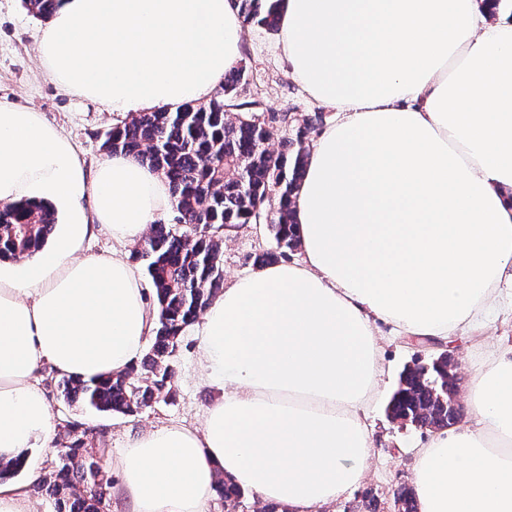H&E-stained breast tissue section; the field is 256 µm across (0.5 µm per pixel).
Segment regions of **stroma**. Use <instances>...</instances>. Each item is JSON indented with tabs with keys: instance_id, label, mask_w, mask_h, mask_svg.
I'll use <instances>...</instances> for the list:
<instances>
[{
	"instance_id": "stroma-1",
	"label": "stroma",
	"mask_w": 512,
	"mask_h": 512,
	"mask_svg": "<svg viewBox=\"0 0 512 512\" xmlns=\"http://www.w3.org/2000/svg\"><path fill=\"white\" fill-rule=\"evenodd\" d=\"M46 19L29 12L22 0H0V99L42 112L51 123L61 127L75 144L88 165L106 157L101 144L105 132L121 120L96 103L63 91L42 66L37 45ZM246 85L242 96L257 100L258 112H285L301 119L321 112L318 129H326L335 113L319 108L300 90L289 72L277 35L266 29L247 25L243 28L242 57ZM270 235L265 226L246 224L227 234L224 241V280L232 282L252 270L253 253L266 248ZM383 340L382 356L386 369L382 386L384 397L378 401L370 418L375 435L374 455L366 480L346 498L336 512H361L365 495L375 496L379 512H392L393 493L412 484L413 452L411 443L426 441L429 432L392 422L387 414L388 396L397 387L400 373L407 367L431 358L434 349L428 342L400 340L390 336L389 327L379 324ZM198 337L184 334L172 359L175 369V396L168 402L152 404L133 415L99 412L82 405L65 406L56 387H45L54 422L80 424L97 447L102 448L101 465L112 472V486L106 495L105 512H126L117 492L120 475L114 474V461L124 451L129 439L149 428L169 424L200 426L212 393L198 379ZM512 345V313L503 312L489 327L476 329L454 343V363L461 387H468L473 372L485 363L498 344Z\"/></svg>"
}]
</instances>
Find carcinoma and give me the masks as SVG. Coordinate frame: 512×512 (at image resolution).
Listing matches in <instances>:
<instances>
[{"instance_id":"obj_1","label":"carcinoma","mask_w":512,"mask_h":512,"mask_svg":"<svg viewBox=\"0 0 512 512\" xmlns=\"http://www.w3.org/2000/svg\"><path fill=\"white\" fill-rule=\"evenodd\" d=\"M280 0H234L243 21L276 33ZM60 0H24L27 9L47 19ZM243 72L224 75L222 91L205 103H188L172 111L139 112L110 128L102 147L124 152L163 174L173 197L174 223L150 225V233L132 253L145 263L156 298V324L140 362L125 371L87 381H57L63 401L99 411L133 415L173 393L172 359L185 330L193 325L224 288V230L264 219L273 243L254 256L259 266L288 259L297 247L292 204L308 156L305 135L315 121L308 117L288 137V116L267 112L244 120L231 109L241 95ZM280 137V149L269 148ZM55 227L54 211L35 201L0 207V259L31 257L42 249ZM459 386L444 353L405 368L388 403L390 415L420 429H449L459 416L449 394ZM58 461L36 483L52 501L54 512H102L112 479L99 464L100 449L67 422L57 431ZM218 493L236 503L245 495L230 480Z\"/></svg>"}]
</instances>
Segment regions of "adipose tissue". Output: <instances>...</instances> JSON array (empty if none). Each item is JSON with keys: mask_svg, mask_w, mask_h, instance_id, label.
I'll list each match as a JSON object with an SVG mask.
<instances>
[{"mask_svg": "<svg viewBox=\"0 0 512 512\" xmlns=\"http://www.w3.org/2000/svg\"><path fill=\"white\" fill-rule=\"evenodd\" d=\"M229 0H61L39 58L66 92L109 111L210 98L241 59ZM291 74L336 121L294 193L304 259L240 276L199 336L217 392L198 428L137 433L115 462L128 512H209L220 477L289 512L361 485L383 393L377 322L452 341L493 321L512 284V0H284ZM53 204L49 244L0 263V460L50 447L37 371H125L155 325L124 250L171 206L167 179L115 153L87 168L35 109L0 101V206ZM108 257L82 250L94 228ZM465 420L414 447L419 512H512V348L476 370Z\"/></svg>", "mask_w": 512, "mask_h": 512, "instance_id": "adipose-tissue-1", "label": "adipose tissue"}]
</instances>
